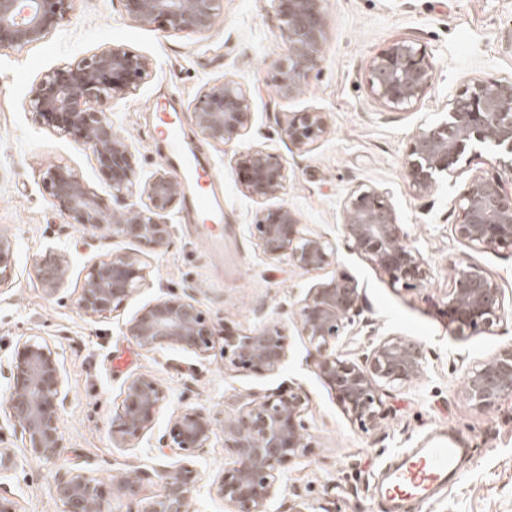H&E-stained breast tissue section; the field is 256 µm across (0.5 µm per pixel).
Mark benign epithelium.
<instances>
[{"label":"benign epithelium","mask_w":512,"mask_h":512,"mask_svg":"<svg viewBox=\"0 0 512 512\" xmlns=\"http://www.w3.org/2000/svg\"><path fill=\"white\" fill-rule=\"evenodd\" d=\"M74 0H0V47L22 50L42 40L70 18ZM128 14L142 25L157 20L173 33L205 34L224 9L223 0H124ZM287 53L274 62L275 92L282 99L300 94L323 60L327 41L324 0H272ZM153 63L122 45L46 72L29 100L34 119L90 148L112 176L115 209L91 192L66 166L51 165L43 176L53 205L73 223L110 243L133 248L111 249L87 268L75 298L89 317L118 308L149 275L144 252L168 249L175 227L166 215L183 198V180L168 172L146 179L133 165V147L115 129L112 101L133 93L152 72ZM372 98L390 112L407 111L433 82L426 50L411 40H398L376 54L368 66ZM251 98L238 81L226 78L199 97L191 120L206 140L224 146L237 142L247 129ZM325 112H290L280 133L300 152H307L328 133ZM474 156L492 157L501 173L474 175L458 199L459 242L470 250L512 248V78L475 79L450 103L446 120L419 126L411 134L403 160L405 181L418 196L430 195L440 177L456 178L466 148ZM245 172L243 192L255 201L278 197L288 180L286 164L275 155L252 148L240 156ZM390 191L372 184L352 186L342 202L341 233L348 248L367 259L394 285L420 288L431 271L422 253L407 244L408 231L389 200ZM271 262L296 269L320 270L336 250L324 237L302 224L286 204L263 211L253 224ZM15 241L0 235V289L13 281ZM448 301L443 316L451 333L489 332L512 319L500 284L472 263L464 252L448 255ZM33 273L46 293H57L70 275L64 254H45ZM364 298L355 280L344 273L316 284L294 304V320L312 348L315 374L334 392L343 412L362 430L380 428L387 418L384 387H404L424 372L420 346L398 336L373 338L350 360L338 351L348 328L360 321ZM124 335L147 350L178 349L205 355L212 348L215 326L189 294L169 292L145 305L125 325ZM224 364L255 374L273 373L287 356V336L277 323L250 334L224 325ZM13 386L6 397L9 420L19 431L23 453L52 462L61 454L59 414L67 399L65 373L58 353L43 337L18 340L9 366ZM120 411L112 418V437L132 443L150 431L165 407L167 394L149 374L127 379ZM463 397L476 409L494 408L512 397V345L468 370ZM304 395L292 387L256 396L222 424L203 407L173 413L167 447L179 456L169 468L133 470L112 489L133 496L146 480L160 479V493L141 512H191L200 473L192 459L205 448L216 428L233 462L224 467L217 495L229 512H268L288 466L310 453L306 436ZM55 496L63 512H105V483L74 468L56 482Z\"/></svg>","instance_id":"benign-epithelium-1"}]
</instances>
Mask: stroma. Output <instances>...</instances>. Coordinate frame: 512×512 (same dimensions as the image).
<instances>
[{
	"label": "stroma",
	"mask_w": 512,
	"mask_h": 512,
	"mask_svg": "<svg viewBox=\"0 0 512 512\" xmlns=\"http://www.w3.org/2000/svg\"><path fill=\"white\" fill-rule=\"evenodd\" d=\"M328 40L320 68L301 93L283 100L274 91L273 60L286 52L271 0H224V12L203 35L171 34L162 22L142 25L124 0H75L69 21L41 41L17 51L0 50V235L13 238L17 276L0 290V446L19 452L21 436L9 425L4 400L12 383L8 360L17 341L39 335L58 352L65 368L67 399L60 413L63 448L57 461L19 457L0 478L20 512H62L54 487L66 466L81 463L89 475L113 482L133 467L158 464L173 412L192 406L217 416L236 411L254 396L292 386L306 396L312 454L284 475L269 512H288L302 497L310 512H388L377 494L384 470L436 432L453 429L471 453L452 482L408 512H512V399L477 411L462 395L467 371L512 344V321L490 333L456 336L440 310L448 299V256L463 252L454 226L455 199L469 177L498 168L487 156L472 158L462 175L443 180L431 196L406 185L402 161L412 130L443 119L469 79L512 77V0H326ZM398 40L422 45L434 66L428 93L403 114L385 111L368 91L370 59ZM126 45L153 63L151 77L128 97L115 100L116 131L134 146L141 177L159 171L181 174L178 159L156 138L163 111L177 113L188 155L204 159L215 173L209 186L224 214V254L207 252L190 198L169 214L176 232L169 249L147 258L150 276L116 311L88 317L73 304L86 267L109 250L51 202L42 177L54 164L68 166L98 196L110 198L111 182L92 151L35 121L27 105L42 75L109 47ZM231 77L251 97L242 140L218 145L193 127L191 111L208 84ZM317 109L329 117L328 134L310 151L298 152L280 134L286 113ZM259 147L288 167L279 199L257 202L240 186L239 155ZM390 188L391 201L407 226L408 243L429 262L425 287L391 285L341 235V202L356 184ZM284 203L302 223L336 249L330 265L304 271L271 263L252 226L257 213ZM66 255L70 276L48 295L33 275L36 258ZM345 272L365 297V318L377 334L421 345L426 372L405 387L384 388L391 414L382 428L365 432L352 423L334 394L314 374L311 347L293 319V304L315 284ZM192 293L216 327L231 324L249 333L276 322L288 351L272 374L225 367L221 344L203 356L178 350L149 351L124 336L125 324L163 291ZM155 377L168 395L154 429L142 440L121 444L112 418L133 375ZM231 460L223 433L196 457L202 480L193 512H227L215 484Z\"/></svg>",
	"instance_id": "1"
}]
</instances>
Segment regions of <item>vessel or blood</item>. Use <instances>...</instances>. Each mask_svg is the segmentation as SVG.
<instances>
[{"mask_svg":"<svg viewBox=\"0 0 512 512\" xmlns=\"http://www.w3.org/2000/svg\"><path fill=\"white\" fill-rule=\"evenodd\" d=\"M190 177L202 188L195 205L203 215L205 240L211 249L223 251L222 213L214 200L203 191L213 173L197 162L190 169ZM465 453V448L430 439L420 447L407 451L396 465L385 471L380 484L381 496L389 504L391 512H405L404 507L410 501L428 498L436 488L447 485Z\"/></svg>","mask_w":512,"mask_h":512,"instance_id":"1","label":"vessel or blood"}]
</instances>
